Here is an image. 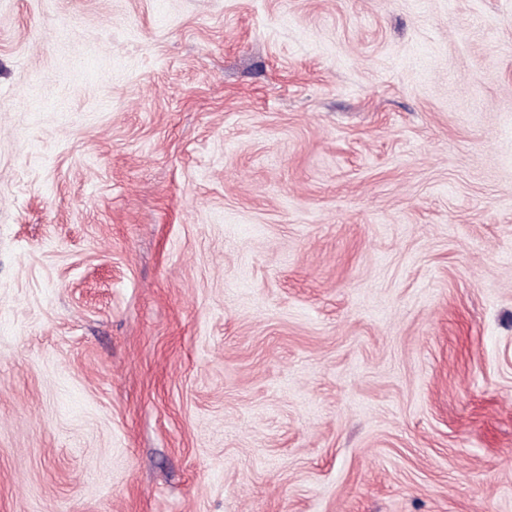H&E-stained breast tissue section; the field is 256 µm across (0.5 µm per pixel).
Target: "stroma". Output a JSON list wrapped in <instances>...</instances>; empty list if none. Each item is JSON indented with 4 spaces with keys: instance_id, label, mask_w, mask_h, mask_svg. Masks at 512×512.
Listing matches in <instances>:
<instances>
[{
    "instance_id": "obj_1",
    "label": "stroma",
    "mask_w": 512,
    "mask_h": 512,
    "mask_svg": "<svg viewBox=\"0 0 512 512\" xmlns=\"http://www.w3.org/2000/svg\"><path fill=\"white\" fill-rule=\"evenodd\" d=\"M0 512H512V0H0Z\"/></svg>"
}]
</instances>
